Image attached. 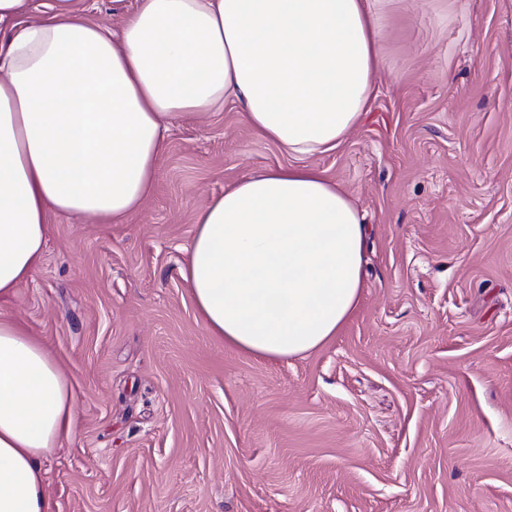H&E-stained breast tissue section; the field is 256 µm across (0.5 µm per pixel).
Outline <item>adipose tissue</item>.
Masks as SVG:
<instances>
[{
  "label": "adipose tissue",
  "instance_id": "1",
  "mask_svg": "<svg viewBox=\"0 0 512 512\" xmlns=\"http://www.w3.org/2000/svg\"><path fill=\"white\" fill-rule=\"evenodd\" d=\"M0 512H54L42 464L74 433L55 356L2 314L54 215L121 223L152 195L168 122L225 101L296 157L212 197L180 269L210 336L255 358L323 346L354 313L367 228L304 157L359 124L381 65L370 0H136L120 31L71 0H0Z\"/></svg>",
  "mask_w": 512,
  "mask_h": 512
}]
</instances>
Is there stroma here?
Segmentation results:
<instances>
[{"label":"stroma","mask_w":512,"mask_h":512,"mask_svg":"<svg viewBox=\"0 0 512 512\" xmlns=\"http://www.w3.org/2000/svg\"><path fill=\"white\" fill-rule=\"evenodd\" d=\"M363 122L306 157L368 226L358 308L268 362L198 320L195 215L292 157L225 105L175 118L122 224L57 216L6 311L57 358L75 430L55 512H512V0H372Z\"/></svg>","instance_id":"obj_1"}]
</instances>
